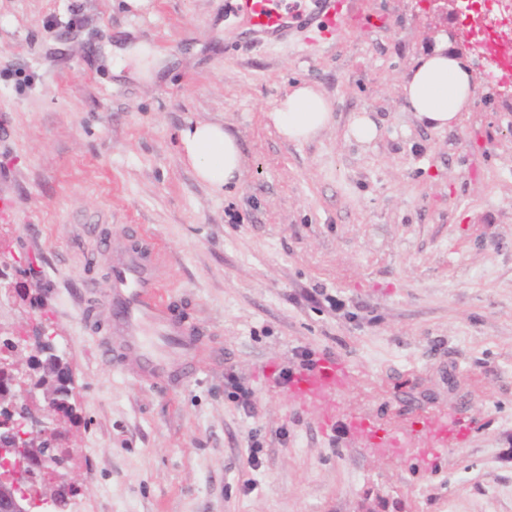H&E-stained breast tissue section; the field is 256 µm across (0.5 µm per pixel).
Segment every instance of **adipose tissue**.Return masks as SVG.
Segmentation results:
<instances>
[{
  "label": "adipose tissue",
  "instance_id": "obj_1",
  "mask_svg": "<svg viewBox=\"0 0 512 512\" xmlns=\"http://www.w3.org/2000/svg\"><path fill=\"white\" fill-rule=\"evenodd\" d=\"M113 73L135 65L138 76L152 79L165 67L166 54L142 42L126 41L106 47ZM409 111L427 128L453 129L461 121L476 84L458 54L440 39L419 55L402 85ZM269 117L287 141L302 143L318 136L332 120V104L314 85L297 82ZM179 149L197 179L213 191L235 186L242 176V150L237 138L218 123L188 125L179 133Z\"/></svg>",
  "mask_w": 512,
  "mask_h": 512
}]
</instances>
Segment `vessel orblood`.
Masks as SVG:
<instances>
[{
    "label": "vessel or blood",
    "mask_w": 512,
    "mask_h": 512,
    "mask_svg": "<svg viewBox=\"0 0 512 512\" xmlns=\"http://www.w3.org/2000/svg\"><path fill=\"white\" fill-rule=\"evenodd\" d=\"M235 14L247 34L259 44H270L297 30L307 33V42L317 45L335 38L344 17V0H235ZM158 251L139 241L111 257L110 277L105 285L107 305L115 331L123 336L119 351L103 348L105 358L123 361L132 357L131 369L151 383L173 381L176 370L169 354L192 342L190 330L160 297ZM342 371L333 363H319L300 371L291 393L299 405L336 393Z\"/></svg>",
    "instance_id": "obj_1"
}]
</instances>
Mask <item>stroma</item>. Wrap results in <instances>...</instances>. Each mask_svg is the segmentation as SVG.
<instances>
[{
  "instance_id": "1",
  "label": "stroma",
  "mask_w": 512,
  "mask_h": 512,
  "mask_svg": "<svg viewBox=\"0 0 512 512\" xmlns=\"http://www.w3.org/2000/svg\"><path fill=\"white\" fill-rule=\"evenodd\" d=\"M225 2L133 15L124 0H0V261L20 286L11 323L49 319L67 352L75 504L359 512L383 497L401 512H512V99L475 68L471 105L441 132L401 95L440 37L474 64L468 16L444 0H350L373 27L307 55L299 37L259 48ZM130 38L167 52L157 82L108 67L105 46ZM297 81L333 109L300 144L267 118ZM362 113L380 128L369 143L348 135ZM190 121L239 140L237 187L196 179L176 145ZM139 234L161 253L164 302L198 336L174 355L189 370L174 386L101 352L121 342L110 252ZM320 358L349 375L299 408L279 375ZM429 419L465 434L433 462Z\"/></svg>"
}]
</instances>
